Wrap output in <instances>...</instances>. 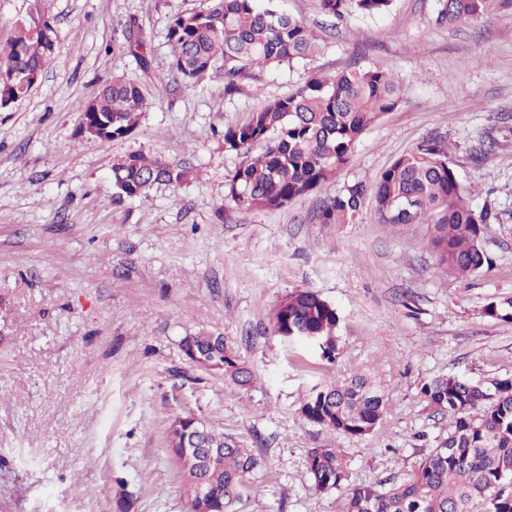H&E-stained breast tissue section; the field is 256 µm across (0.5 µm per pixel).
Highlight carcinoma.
I'll list each match as a JSON object with an SVG mask.
<instances>
[{
	"label": "carcinoma",
	"mask_w": 512,
	"mask_h": 512,
	"mask_svg": "<svg viewBox=\"0 0 512 512\" xmlns=\"http://www.w3.org/2000/svg\"><path fill=\"white\" fill-rule=\"evenodd\" d=\"M35 0L15 34L0 49V98L26 97L54 53V19ZM272 0H207L206 8L177 13L168 28L169 68L174 81L198 84L206 75H224V93L263 70L293 66L321 51L320 38L302 21L278 12ZM392 0H317L318 9L341 19L355 11L384 15ZM512 9V0H440L438 19L449 25L480 22ZM121 48L145 60L147 42L131 34ZM402 101L399 80L381 68H355L334 76L315 75L291 93L270 99L245 121L224 128V151L241 158L224 183V200L243 210H278L304 196L350 163L356 143L372 124ZM148 98L125 76L107 81L98 96L79 105L80 125L101 141L131 135ZM183 168L141 153L112 165L114 197L138 198L157 183L179 184ZM361 183L321 201V224H349L359 212ZM379 218L387 224H430V245L449 276L466 278L489 265L483 248L490 213L477 210L472 191L457 180L448 152L428 139L397 158L371 186ZM336 308L311 290L290 293L278 306L273 330L287 340L317 346L326 359L336 350ZM191 362L231 382L251 384V371L218 336H188L183 347ZM427 405L448 414L452 430L422 454L399 480L376 489L348 483V466L335 448H313L308 469L316 488H345L346 512H512V378L472 381L457 375L424 384ZM386 402L366 375L312 389L302 406L305 419L349 437L374 430ZM169 455L184 467L189 512H231L247 476L260 461L249 448L176 418L169 429Z\"/></svg>",
	"instance_id": "cac0c4a2"
}]
</instances>
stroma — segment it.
I'll return each mask as SVG.
<instances>
[{
  "instance_id": "1",
  "label": "stroma",
  "mask_w": 512,
  "mask_h": 512,
  "mask_svg": "<svg viewBox=\"0 0 512 512\" xmlns=\"http://www.w3.org/2000/svg\"><path fill=\"white\" fill-rule=\"evenodd\" d=\"M51 61L28 96L0 108V512H187L167 452L175 417L204 419L253 449L259 468L236 512H344L316 490L310 449L345 454L349 482L404 477L451 428L422 386L456 374L512 377V320L485 315L512 300V11L479 24L438 23V0H393L343 22L316 0H275L325 40L312 60L266 70L224 93V77L177 85L167 30L206 0H49ZM145 60L118 50L129 31ZM354 67L394 74L403 100L371 125L350 164L279 210L224 200L239 164L224 128L312 73ZM149 100L128 137H81L79 104L115 76ZM449 150L459 182L490 212L488 267L448 277L428 224H387L372 197L353 223H318L324 198L375 182L423 140ZM188 169L180 185L114 200L112 162L130 153ZM485 160H478V153ZM312 290L340 315L333 359L271 326L280 302ZM223 336L254 378L241 387L190 362L185 337ZM354 374L382 389L376 429L351 438L310 424L314 386Z\"/></svg>"
}]
</instances>
